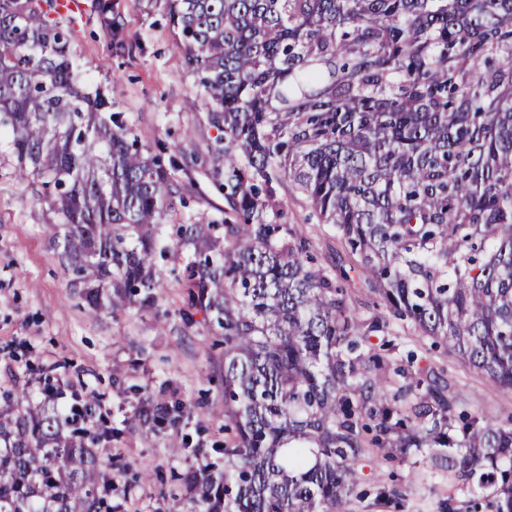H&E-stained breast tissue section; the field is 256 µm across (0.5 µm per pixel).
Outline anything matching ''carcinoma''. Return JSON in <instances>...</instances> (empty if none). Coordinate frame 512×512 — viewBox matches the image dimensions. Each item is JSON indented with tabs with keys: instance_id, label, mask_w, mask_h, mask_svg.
<instances>
[{
	"instance_id": "carcinoma-1",
	"label": "carcinoma",
	"mask_w": 512,
	"mask_h": 512,
	"mask_svg": "<svg viewBox=\"0 0 512 512\" xmlns=\"http://www.w3.org/2000/svg\"><path fill=\"white\" fill-rule=\"evenodd\" d=\"M204 103L224 219L181 224L188 305L224 342V447L173 481L187 512H344L373 450L414 449L512 512V414L469 412L444 368L399 358L398 328L512 391V0H165ZM94 12L123 48L115 0ZM57 0H0V124L17 176L64 229L86 311L155 306L161 224L188 170L140 144L78 72ZM302 196L350 270L314 262L281 200ZM382 307L358 306L349 271ZM57 367L25 362L43 399L3 389L0 512H118L121 430L68 382L93 429L51 403ZM189 412L167 388L140 424Z\"/></svg>"
}]
</instances>
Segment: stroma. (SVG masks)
I'll use <instances>...</instances> for the list:
<instances>
[{
	"label": "stroma",
	"instance_id": "stroma-1",
	"mask_svg": "<svg viewBox=\"0 0 512 512\" xmlns=\"http://www.w3.org/2000/svg\"><path fill=\"white\" fill-rule=\"evenodd\" d=\"M80 3V10L69 17L74 28L71 51L85 78L106 89L113 111L127 113L151 152L193 158L186 203L170 212L163 235H171L178 224L220 218L224 189L208 165L212 133L198 126L203 103L171 36L163 0H143L137 8L121 4L127 43L122 51L115 50L111 35L91 11V0ZM282 211L284 222L318 236L320 261L335 255L336 239L302 201L286 196ZM46 212V204L35 200L27 182L16 177L13 159L0 157V349L21 345L38 362L65 359L76 365L88 388L105 394L112 425L122 431L113 445L132 471L168 474L187 469L189 456L174 454L172 443L186 437L207 443L219 439L224 406V345L202 321L183 317L190 248L174 247L157 257L165 283L154 307L131 305L92 320L68 284ZM406 346L417 350L418 366L439 363L456 371L471 410L503 418L512 412V395L463 366L452 352H423L412 335ZM165 381L191 403L189 418L176 429L132 424L140 397ZM363 473L364 495L351 498L346 512H447L451 501L462 512L474 499L451 473L432 467L417 452L375 459ZM383 488L398 490V498L377 499Z\"/></svg>",
	"mask_w": 512,
	"mask_h": 512
}]
</instances>
